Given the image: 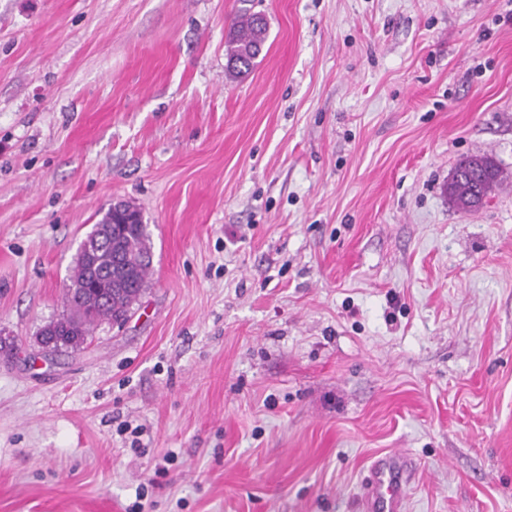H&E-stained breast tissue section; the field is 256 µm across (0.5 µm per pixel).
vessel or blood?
I'll list each match as a JSON object with an SVG mask.
<instances>
[{"label":"vessel or blood","instance_id":"b4317fda","mask_svg":"<svg viewBox=\"0 0 512 512\" xmlns=\"http://www.w3.org/2000/svg\"><path fill=\"white\" fill-rule=\"evenodd\" d=\"M407 462L395 453L375 461L361 499L362 512H403Z\"/></svg>","mask_w":512,"mask_h":512}]
</instances>
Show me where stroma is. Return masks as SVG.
<instances>
[{
  "instance_id": "obj_1",
  "label": "stroma",
  "mask_w": 512,
  "mask_h": 512,
  "mask_svg": "<svg viewBox=\"0 0 512 512\" xmlns=\"http://www.w3.org/2000/svg\"><path fill=\"white\" fill-rule=\"evenodd\" d=\"M267 41L245 76L241 9ZM512 0H0V512H512ZM141 208L120 326L42 355ZM266 38L267 25L258 14L244 13L232 23L230 37L225 45L230 76L238 78L252 68ZM509 178L511 174H506L493 157H469L461 161L448 181V200L465 211L477 208L490 192ZM112 206L97 222L111 224L112 237H97L94 225L71 268L64 294L66 312L39 333V344L54 353L82 346L103 322L122 325L146 288L151 267L147 226L122 224L130 216L127 208ZM97 279L112 280L113 288H92ZM395 453L375 461L361 499L362 512H402L407 461Z\"/></svg>"
}]
</instances>
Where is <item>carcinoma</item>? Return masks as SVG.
I'll list each match as a JSON object with an SVG mask.
<instances>
[{"mask_svg": "<svg viewBox=\"0 0 512 512\" xmlns=\"http://www.w3.org/2000/svg\"><path fill=\"white\" fill-rule=\"evenodd\" d=\"M267 38V25L258 14H243L231 26L225 45L230 76L249 71ZM512 176L488 155L469 157L448 180V200L468 211L483 204L487 195ZM126 209L108 208L99 223L112 227V237L99 238L91 231L80 244L65 289L66 312L46 324L38 342L59 353L82 346L103 322L122 325L128 318L150 276L147 225L126 224ZM98 279L112 281L110 288H95Z\"/></svg>", "mask_w": 512, "mask_h": 512, "instance_id": "obj_1", "label": "carcinoma"}]
</instances>
